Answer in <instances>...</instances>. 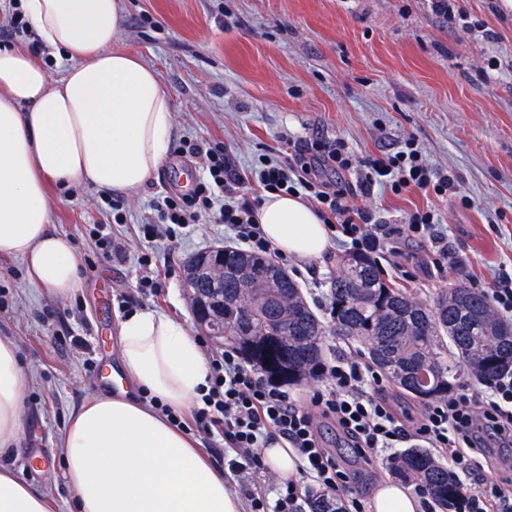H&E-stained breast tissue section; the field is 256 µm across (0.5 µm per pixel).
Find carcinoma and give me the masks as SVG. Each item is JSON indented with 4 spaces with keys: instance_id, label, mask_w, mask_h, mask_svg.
Listing matches in <instances>:
<instances>
[{
    "instance_id": "1",
    "label": "carcinoma",
    "mask_w": 512,
    "mask_h": 512,
    "mask_svg": "<svg viewBox=\"0 0 512 512\" xmlns=\"http://www.w3.org/2000/svg\"><path fill=\"white\" fill-rule=\"evenodd\" d=\"M201 295L224 299V342L266 376L299 384L323 362L324 325L296 281L275 262L224 249V279L204 278ZM328 315L336 335L362 347L371 362L409 394L429 381L428 398L448 392L463 365L484 381L512 370V323L501 320L478 288L459 284L433 304L391 287L376 261L353 253L336 261ZM400 478L421 485L440 512H453L462 488L447 466L421 448L394 462ZM311 512H344L318 495Z\"/></svg>"
}]
</instances>
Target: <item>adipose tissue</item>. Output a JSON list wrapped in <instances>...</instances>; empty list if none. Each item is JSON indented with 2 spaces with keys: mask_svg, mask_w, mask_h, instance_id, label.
Masks as SVG:
<instances>
[{
  "mask_svg": "<svg viewBox=\"0 0 512 512\" xmlns=\"http://www.w3.org/2000/svg\"><path fill=\"white\" fill-rule=\"evenodd\" d=\"M124 0H21L25 19L62 68L50 79L23 48H0V256L27 263L33 281L66 296L79 259L48 230V183L134 193L165 160L173 108L158 71L114 50ZM256 219L281 254L320 257L330 233L297 195L265 194ZM126 384L73 415L61 447L78 512H244L228 475L159 407L199 398L207 365L184 321L146 309L119 329ZM26 379L17 346L0 338V450L19 442ZM146 391L142 402L129 386ZM0 512H48L45 494L0 464Z\"/></svg>",
  "mask_w": 512,
  "mask_h": 512,
  "instance_id": "1",
  "label": "adipose tissue"
}]
</instances>
